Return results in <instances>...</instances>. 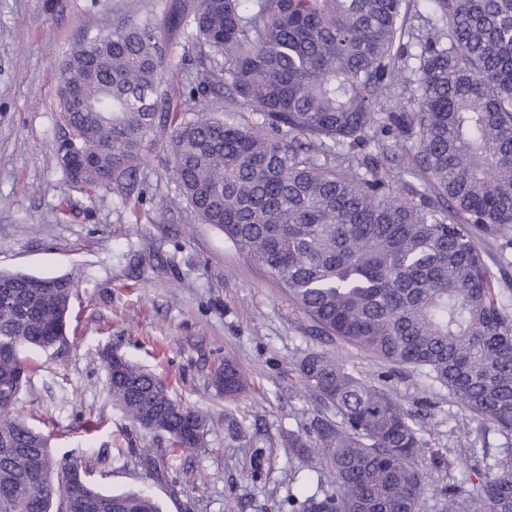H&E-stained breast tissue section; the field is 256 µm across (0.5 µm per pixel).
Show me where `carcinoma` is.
Segmentation results:
<instances>
[{
	"label": "carcinoma",
	"mask_w": 512,
	"mask_h": 512,
	"mask_svg": "<svg viewBox=\"0 0 512 512\" xmlns=\"http://www.w3.org/2000/svg\"><path fill=\"white\" fill-rule=\"evenodd\" d=\"M186 69L168 71L174 46ZM76 186L120 188L159 136L179 194L274 274L314 324L448 389L482 430L483 512H512V0H162L86 35L56 75ZM74 284L0 272V512H160L99 490L12 414L24 349L63 341ZM112 400L142 430L196 447L205 417L152 373L103 354ZM316 413L288 433L304 470L288 512H417L424 440L386 377L332 354L296 361ZM228 400L247 386L224 358ZM442 512H465L468 481Z\"/></svg>",
	"instance_id": "cac0c4a2"
}]
</instances>
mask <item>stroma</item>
Segmentation results:
<instances>
[{"label": "stroma", "instance_id": "35a3bbf8", "mask_svg": "<svg viewBox=\"0 0 512 512\" xmlns=\"http://www.w3.org/2000/svg\"><path fill=\"white\" fill-rule=\"evenodd\" d=\"M149 2L0 0V271L75 285L67 340L26 351L29 379L14 411L49 435L55 458L80 459L100 490L148 492L161 512H288L297 491L288 433L317 406L294 369L299 353L331 352L366 379L385 367L314 335L276 277L179 201L162 146L134 179L142 203L70 183L58 153L61 57L85 31L111 28L113 16L141 14ZM105 350L152 372L206 416L196 448L130 422L108 390ZM228 356L248 379L233 401L213 383ZM390 386L425 442L419 512H441V489L461 470L482 467V444L499 438L481 433L423 376L396 373Z\"/></svg>", "mask_w": 512, "mask_h": 512}]
</instances>
